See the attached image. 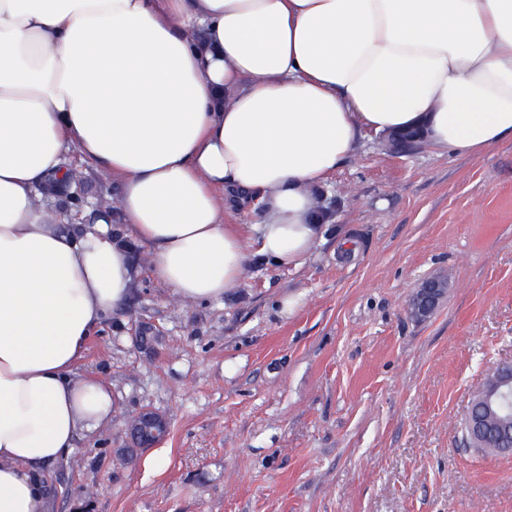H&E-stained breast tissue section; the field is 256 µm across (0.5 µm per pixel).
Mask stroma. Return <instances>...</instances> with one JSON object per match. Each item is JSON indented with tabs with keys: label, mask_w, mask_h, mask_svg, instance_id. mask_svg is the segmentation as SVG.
Here are the masks:
<instances>
[{
	"label": "stroma",
	"mask_w": 512,
	"mask_h": 512,
	"mask_svg": "<svg viewBox=\"0 0 512 512\" xmlns=\"http://www.w3.org/2000/svg\"><path fill=\"white\" fill-rule=\"evenodd\" d=\"M63 165L87 220L119 207L107 173L73 152ZM322 204L330 225L301 266L250 256L208 302L176 296L113 219L132 289L77 371L114 411L44 468L48 512H512V454L466 447L459 427L512 359V141L395 152L365 130ZM440 274L446 297L410 316ZM146 408L168 432L135 448L125 422ZM446 285V281L439 278L422 283L408 303L410 314L417 319H424L433 314L445 295Z\"/></svg>",
	"instance_id": "1"
}]
</instances>
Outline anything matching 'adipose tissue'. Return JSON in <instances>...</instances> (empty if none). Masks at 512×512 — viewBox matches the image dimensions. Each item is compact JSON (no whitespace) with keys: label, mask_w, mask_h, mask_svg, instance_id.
<instances>
[{"label":"adipose tissue","mask_w":512,"mask_h":512,"mask_svg":"<svg viewBox=\"0 0 512 512\" xmlns=\"http://www.w3.org/2000/svg\"><path fill=\"white\" fill-rule=\"evenodd\" d=\"M473 155L512 139V0H0V512H45L42 465L112 419L76 368L130 293L102 216L49 194L78 152L181 299L300 266L361 130ZM262 221H225V191Z\"/></svg>","instance_id":"adipose-tissue-1"}]
</instances>
